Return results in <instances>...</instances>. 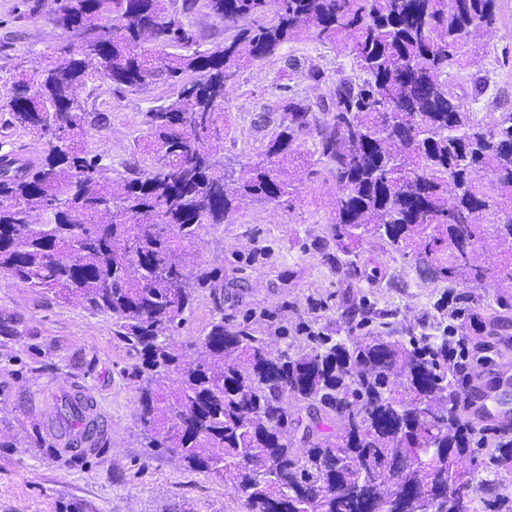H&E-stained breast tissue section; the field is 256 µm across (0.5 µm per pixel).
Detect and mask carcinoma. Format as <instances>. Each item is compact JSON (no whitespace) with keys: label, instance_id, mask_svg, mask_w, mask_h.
Listing matches in <instances>:
<instances>
[{"label":"carcinoma","instance_id":"obj_1","mask_svg":"<svg viewBox=\"0 0 512 512\" xmlns=\"http://www.w3.org/2000/svg\"><path fill=\"white\" fill-rule=\"evenodd\" d=\"M58 2L51 23L69 42L43 71L16 72L0 104L9 125L46 140L40 159L16 165L0 155V274L112 317L136 358L143 447L223 479L248 512H359L336 490L394 478L415 495L450 474L453 460L475 456L485 429L458 410L448 336L405 338L388 322L372 330L352 303L345 314L361 315L362 340L309 331V346L275 354L266 331L288 338L278 313L249 308L225 323L223 270L191 272L181 252L204 227L230 222L241 202L294 195L284 163L310 136L321 166L312 174L336 187L339 252L376 234L432 263L443 282L479 284L487 269L473 256L490 224L508 253L498 277L512 285V106L484 121L473 104L488 78L462 75L480 51L472 36L495 24L499 0ZM201 9L226 33L204 50L190 21ZM146 32L171 51L141 49ZM305 40L347 48L351 73L339 65L332 81L321 58L309 59L306 76L326 83L325 94L311 102L277 86L281 122L265 149L239 165L216 158L208 142L224 133L227 77ZM94 73L118 91L156 77L175 86L145 113L151 166L123 162L118 183L99 176L108 165L86 150L87 118L102 117L78 90ZM191 152L206 165L187 162ZM201 288L214 316L203 355L190 361L192 344L176 332ZM55 418L70 431L86 421L66 400ZM403 444L420 463L395 474ZM482 467L479 480L466 472L473 494L512 470V437L501 436Z\"/></svg>","mask_w":512,"mask_h":512}]
</instances>
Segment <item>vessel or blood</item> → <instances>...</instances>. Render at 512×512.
Returning a JSON list of instances; mask_svg holds the SVG:
<instances>
[{
  "mask_svg": "<svg viewBox=\"0 0 512 512\" xmlns=\"http://www.w3.org/2000/svg\"><path fill=\"white\" fill-rule=\"evenodd\" d=\"M470 386L475 393L461 398L460 407L475 421L495 422L501 428L512 427V408L506 407L498 397L500 391L512 388V363L499 361L490 369L470 374Z\"/></svg>",
  "mask_w": 512,
  "mask_h": 512,
  "instance_id": "vessel-or-blood-1",
  "label": "vessel or blood"
}]
</instances>
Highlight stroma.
<instances>
[{"mask_svg": "<svg viewBox=\"0 0 512 512\" xmlns=\"http://www.w3.org/2000/svg\"><path fill=\"white\" fill-rule=\"evenodd\" d=\"M501 4L498 22L476 37L487 54L472 57L466 68L497 74L481 102L488 122L498 103L512 104V0ZM24 11V0H0V99L11 94L16 65L36 68L66 39L50 21L28 19ZM319 55L350 61L340 46L289 43L228 83L224 136L213 141V154L244 161L263 151L281 119L273 110L275 82L288 76L302 96H321L303 65ZM87 87L93 92L87 109L103 121L89 126L86 147L115 164L130 159L135 137L147 135L146 110L173 93L160 80L132 93L100 77ZM298 150L302 159L290 171L296 194L289 202L245 201L234 223L206 227L185 248L189 268H223L226 321L246 308L275 309L289 330L333 327L356 340L364 332L344 314L354 302L412 335L438 336L449 327L481 347L488 342L468 316L497 311L488 344L499 351L512 346V288L495 278L448 288L434 267L401 258L375 236L356 248L353 266L333 267L321 244L330 238L334 189L311 173V142ZM0 326L10 330L0 335V512H247L244 496L219 478L140 447L138 397L129 376L134 358L113 334L110 316L0 277ZM73 381L84 384L102 415L93 451L56 449L47 427Z\"/></svg>", "mask_w": 512, "mask_h": 512, "instance_id": "stroma-1", "label": "stroma"}]
</instances>
